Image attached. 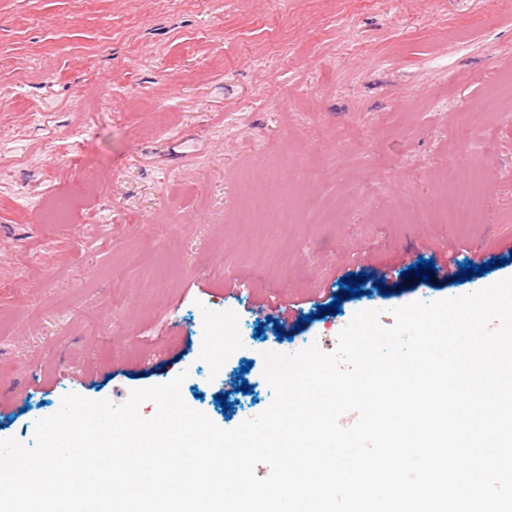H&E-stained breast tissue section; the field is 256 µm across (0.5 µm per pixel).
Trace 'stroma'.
<instances>
[{"mask_svg": "<svg viewBox=\"0 0 512 512\" xmlns=\"http://www.w3.org/2000/svg\"><path fill=\"white\" fill-rule=\"evenodd\" d=\"M509 245L512 0H0V440L182 372L233 429L266 354L512 277L407 274Z\"/></svg>", "mask_w": 512, "mask_h": 512, "instance_id": "obj_1", "label": "stroma"}]
</instances>
